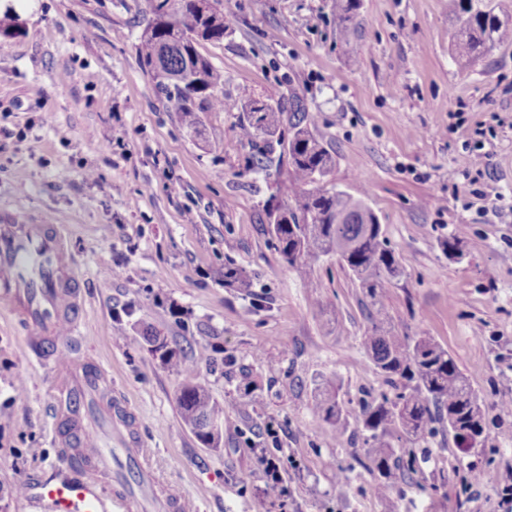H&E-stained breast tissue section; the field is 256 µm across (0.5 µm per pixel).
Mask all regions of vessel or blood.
I'll return each mask as SVG.
<instances>
[{
  "mask_svg": "<svg viewBox=\"0 0 512 512\" xmlns=\"http://www.w3.org/2000/svg\"><path fill=\"white\" fill-rule=\"evenodd\" d=\"M79 304L77 275L67 242L55 224L0 223V309L27 326L29 348L58 335L65 313ZM102 370H78L71 385V407L87 411L88 392L99 389ZM73 462L54 477L27 489L48 512H125L126 503L108 496L103 481L74 476Z\"/></svg>",
  "mask_w": 512,
  "mask_h": 512,
  "instance_id": "1",
  "label": "vessel or blood"
}]
</instances>
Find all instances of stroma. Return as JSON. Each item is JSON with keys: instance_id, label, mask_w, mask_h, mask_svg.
Masks as SVG:
<instances>
[{"instance_id": "35a3bbf8", "label": "stroma", "mask_w": 512, "mask_h": 512, "mask_svg": "<svg viewBox=\"0 0 512 512\" xmlns=\"http://www.w3.org/2000/svg\"><path fill=\"white\" fill-rule=\"evenodd\" d=\"M8 8L22 31L0 34V221L65 227L81 334L43 349L104 368L112 424L87 434L135 442L187 512H505L477 474L512 471V44L463 65L448 0H360L344 42L336 0H224V39L202 52L226 108L192 133L139 63L147 0ZM287 93L336 157L327 187L366 200L404 269L381 297L387 327L448 349L484 401L483 451L426 436L385 496L359 422L386 389L364 344L369 300L335 257L288 267L267 232L286 167L256 164L236 134L243 97ZM230 268L242 282L225 284ZM25 335L0 319V512H44L22 487L71 453L58 412L71 369L43 368ZM169 350L223 406L220 448L183 424ZM324 379L339 436L312 411ZM277 447L279 499L260 462Z\"/></svg>"}]
</instances>
